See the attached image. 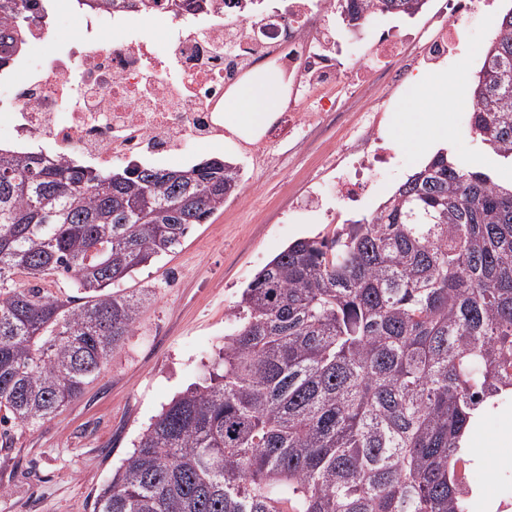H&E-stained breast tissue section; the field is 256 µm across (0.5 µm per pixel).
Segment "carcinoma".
Masks as SVG:
<instances>
[{"instance_id":"1","label":"carcinoma","mask_w":512,"mask_h":512,"mask_svg":"<svg viewBox=\"0 0 512 512\" xmlns=\"http://www.w3.org/2000/svg\"><path fill=\"white\" fill-rule=\"evenodd\" d=\"M425 2L335 0L352 27ZM26 20L0 0V69ZM497 29L470 128L512 167V10ZM240 176L220 157L102 170L0 152V423L35 426L83 393L151 300L117 284L223 210ZM50 276L78 299L49 293ZM507 392L512 186L440 152L371 217L297 239L256 274L209 377L140 434L94 512H477L459 442Z\"/></svg>"}]
</instances>
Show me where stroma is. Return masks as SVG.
Segmentation results:
<instances>
[{
  "label": "stroma",
  "instance_id": "1",
  "mask_svg": "<svg viewBox=\"0 0 512 512\" xmlns=\"http://www.w3.org/2000/svg\"><path fill=\"white\" fill-rule=\"evenodd\" d=\"M511 9L512 0H498L494 11L473 15L458 46L470 78L448 103V151L467 167L492 160L464 115L484 60L487 22ZM327 96L335 107L328 119H314L300 138L265 149L262 161H255L252 144L238 140L199 147L179 160L182 168L211 157L239 164V193L211 223L194 225L180 246L125 280V288L152 289L155 300L83 395L50 420L0 434V512H93L100 488L162 407L203 382L255 274L292 241L331 233L341 218L371 216L419 169L422 156L396 139L407 86L393 89L378 78L367 97L342 87ZM376 112L391 160L372 173L363 204L355 208L334 192L350 164L335 166L331 159Z\"/></svg>",
  "mask_w": 512,
  "mask_h": 512
}]
</instances>
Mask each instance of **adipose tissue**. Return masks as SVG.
<instances>
[{
  "instance_id": "obj_1",
  "label": "adipose tissue",
  "mask_w": 512,
  "mask_h": 512,
  "mask_svg": "<svg viewBox=\"0 0 512 512\" xmlns=\"http://www.w3.org/2000/svg\"><path fill=\"white\" fill-rule=\"evenodd\" d=\"M423 100L422 110H408L401 143L417 153H434L445 147L448 129V93L453 85L447 69L415 74L411 80ZM288 91V81L282 69L262 65L246 74L224 94L222 108L224 127L232 135L246 142H256L274 121ZM496 413L501 427L495 437L499 448L512 447V407L491 406L483 402L472 414L462 445L467 448L474 463L490 466L493 458L479 446L476 436L489 413Z\"/></svg>"
}]
</instances>
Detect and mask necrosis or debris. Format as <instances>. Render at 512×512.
I'll list each match as a JSON object with an SVG mask.
<instances>
[{
    "label": "necrosis or debris",
    "instance_id": "necrosis-or-debris-1",
    "mask_svg": "<svg viewBox=\"0 0 512 512\" xmlns=\"http://www.w3.org/2000/svg\"><path fill=\"white\" fill-rule=\"evenodd\" d=\"M484 4L444 0L419 61L445 57ZM334 11V0H289L287 9L247 18L232 0H214L195 14L159 0L150 17L137 20L49 0L30 13L26 52L0 80V145L35 146L104 169L154 156L177 159L185 142H223L225 90L248 66L269 59L287 67L291 91L268 140L296 137L311 118L300 101L344 79ZM64 13L75 22L66 34L57 24ZM365 144L360 153L351 145L336 153L340 161L357 157L354 174L336 183L338 197L351 203L362 199L363 172L390 161L378 122L366 128Z\"/></svg>",
    "mask_w": 512,
    "mask_h": 512
}]
</instances>
